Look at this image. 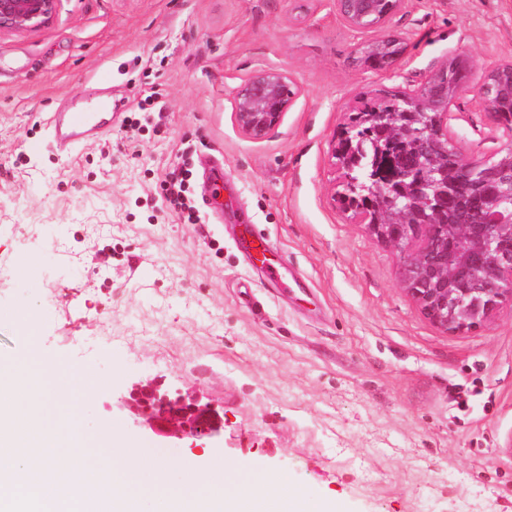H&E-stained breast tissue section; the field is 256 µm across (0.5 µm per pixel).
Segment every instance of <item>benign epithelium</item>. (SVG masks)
I'll return each instance as SVG.
<instances>
[{
	"label": "benign epithelium",
	"mask_w": 512,
	"mask_h": 512,
	"mask_svg": "<svg viewBox=\"0 0 512 512\" xmlns=\"http://www.w3.org/2000/svg\"><path fill=\"white\" fill-rule=\"evenodd\" d=\"M405 0H336V11L352 28L376 15L380 36L374 46L394 50L379 71L392 73L406 54L405 38L388 23ZM57 0H0V31H35L53 19ZM441 71L400 92L407 107L357 112V123L378 132L372 146L377 156H398L401 171L383 180L368 162L361 178L358 145L345 124L338 131L333 155L344 171L343 184L360 194L345 207L354 220L368 226L379 241L403 255V281L421 311L437 326L459 332L486 324L500 305L512 301V149L500 153L493 166L494 189L483 190L486 172L468 163L449 169L448 117L460 87L443 86ZM283 70H258L234 95L233 116L239 130L263 139L283 119L296 93ZM124 406L143 415L157 436L196 444L223 430L222 417L195 398H169L151 383L129 393Z\"/></svg>",
	"instance_id": "1"
}]
</instances>
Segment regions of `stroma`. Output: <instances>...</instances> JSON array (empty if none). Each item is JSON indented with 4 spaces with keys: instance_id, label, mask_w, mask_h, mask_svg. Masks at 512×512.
<instances>
[{
    "instance_id": "obj_1",
    "label": "stroma",
    "mask_w": 512,
    "mask_h": 512,
    "mask_svg": "<svg viewBox=\"0 0 512 512\" xmlns=\"http://www.w3.org/2000/svg\"><path fill=\"white\" fill-rule=\"evenodd\" d=\"M389 26L409 45L392 74L359 62L379 32L350 28L335 0H58L49 25L0 32V358L33 344L86 370L81 425L105 443L117 425L159 446L123 405L136 383L211 403L223 430L167 449L171 479L217 457L288 472L341 512H512V303L469 330L431 322L401 253L341 209L332 156L360 99L460 59L452 143L473 163L512 148L477 97L512 63V0H406ZM259 69L288 71L298 94L252 140L232 111ZM102 77L111 123L60 153L49 116L88 109ZM175 175L200 223L170 207ZM243 224L298 285L249 264Z\"/></svg>"
}]
</instances>
